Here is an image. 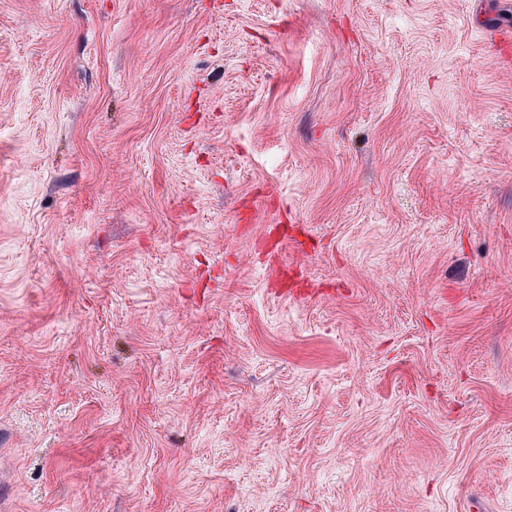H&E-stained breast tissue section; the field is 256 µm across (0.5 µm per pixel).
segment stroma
I'll use <instances>...</instances> for the list:
<instances>
[{
    "label": "stroma",
    "mask_w": 512,
    "mask_h": 512,
    "mask_svg": "<svg viewBox=\"0 0 512 512\" xmlns=\"http://www.w3.org/2000/svg\"><path fill=\"white\" fill-rule=\"evenodd\" d=\"M512 0H0V512H512Z\"/></svg>",
    "instance_id": "obj_1"
}]
</instances>
